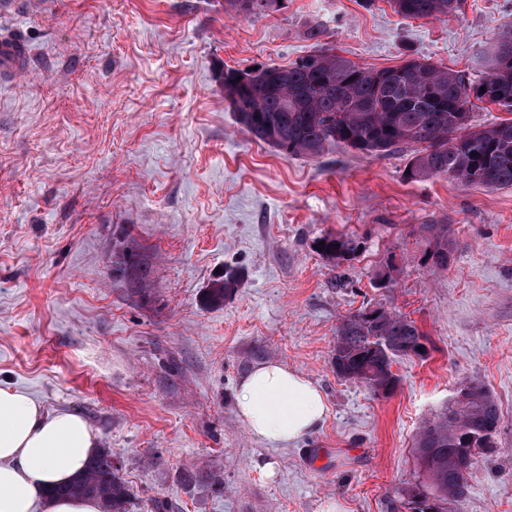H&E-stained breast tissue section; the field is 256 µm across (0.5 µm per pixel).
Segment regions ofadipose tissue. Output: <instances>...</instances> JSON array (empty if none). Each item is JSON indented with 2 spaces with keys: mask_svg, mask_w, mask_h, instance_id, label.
<instances>
[{
  "mask_svg": "<svg viewBox=\"0 0 512 512\" xmlns=\"http://www.w3.org/2000/svg\"><path fill=\"white\" fill-rule=\"evenodd\" d=\"M326 416L320 387L281 363L255 365L241 380L238 417L267 447L298 442ZM99 445L77 412L48 409L26 391L0 384V512H101L92 498L47 497L82 472Z\"/></svg>",
  "mask_w": 512,
  "mask_h": 512,
  "instance_id": "adipose-tissue-1",
  "label": "adipose tissue"
}]
</instances>
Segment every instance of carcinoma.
Instances as JSON below:
<instances>
[{"label":"carcinoma","mask_w":512,"mask_h":512,"mask_svg":"<svg viewBox=\"0 0 512 512\" xmlns=\"http://www.w3.org/2000/svg\"><path fill=\"white\" fill-rule=\"evenodd\" d=\"M398 14L413 19L450 18L460 0H389ZM238 14L278 12L277 0H225ZM315 25L307 38L314 50L288 66L267 65L237 95L225 99L237 124L254 141L286 157L315 159L336 145L375 157L411 150L406 167L410 181L445 177L466 186L512 187V119L474 125L477 104L512 112V29L498 33L474 65L480 77L419 57L380 70L365 68L321 41ZM488 88L481 93V88ZM429 240L424 253L431 270L448 268V225L423 224ZM322 253L341 263L356 252L351 237L327 234ZM238 288L229 273L205 293V304L219 306ZM425 336L414 321L385 308L360 310L336 328L332 363L344 378L386 393L396 385V358L418 354ZM465 400H448L420 427L414 453L423 480L405 492L409 512H451L467 494L466 474L478 450L493 447L500 424L497 401L479 381L459 387ZM92 497L102 512H128L131 494L112 464V450H94L85 470L49 498Z\"/></svg>","instance_id":"cac0c4a2"}]
</instances>
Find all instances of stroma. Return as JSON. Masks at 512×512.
I'll list each match as a JSON object with an SVG mask.
<instances>
[{"mask_svg": "<svg viewBox=\"0 0 512 512\" xmlns=\"http://www.w3.org/2000/svg\"><path fill=\"white\" fill-rule=\"evenodd\" d=\"M224 7L0 0V33L29 47L23 73L0 78V382L88 419L129 512H406L416 433L476 379L501 422L455 512H512V189L409 181L406 150L281 155L241 132L222 86L225 68L308 54L315 25L361 66L413 55L474 79L512 0L437 20L389 0ZM425 224L448 227L447 271L423 264ZM336 232L358 244L339 264L317 248ZM224 272L237 290L205 305ZM365 308L427 337L425 356L393 363L387 395L331 363L340 320ZM263 361L325 394L322 427L287 448L237 416ZM225 3L227 5L225 9H231L237 14L244 15H270L283 8L277 6L275 0H225Z\"/></svg>", "mask_w": 512, "mask_h": 512, "instance_id": "1", "label": "stroma"}]
</instances>
